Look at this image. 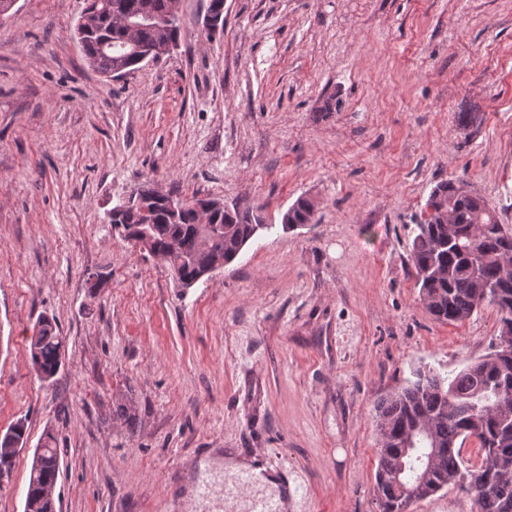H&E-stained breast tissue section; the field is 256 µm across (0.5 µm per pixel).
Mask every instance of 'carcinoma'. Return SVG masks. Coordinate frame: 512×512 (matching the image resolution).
<instances>
[{
  "label": "carcinoma",
  "instance_id": "cac0c4a2",
  "mask_svg": "<svg viewBox=\"0 0 512 512\" xmlns=\"http://www.w3.org/2000/svg\"><path fill=\"white\" fill-rule=\"evenodd\" d=\"M177 0H86L87 23L73 36L90 65L110 76L145 62L150 50L180 38ZM466 182L448 180L429 195L416 222L411 263L420 300L433 319L456 323L485 306L499 316V336L489 352L450 373L419 368L413 379L374 405L375 430L386 452L377 453L375 497L381 512H407L412 499H424L448 486L471 495L473 512H512V230L501 224ZM134 207L107 213L112 233L126 241L146 232L148 251L174 270L188 288L215 267L232 263L248 241L268 228L248 209L232 207L201 223L197 197L181 204L171 218L148 182L133 188ZM314 204L298 198L282 225L311 223ZM31 363L43 382L59 372L64 341L56 320L38 318L30 337ZM473 439L480 465L464 460ZM55 429L46 427L37 447L38 470L30 473L26 501L39 503L57 483L60 456ZM28 443L27 421L17 419L0 434V478L9 474L14 449Z\"/></svg>",
  "mask_w": 512,
  "mask_h": 512
}]
</instances>
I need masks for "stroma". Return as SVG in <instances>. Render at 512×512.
I'll use <instances>...</instances> for the list:
<instances>
[{
  "label": "stroma",
  "instance_id": "35a3bbf8",
  "mask_svg": "<svg viewBox=\"0 0 512 512\" xmlns=\"http://www.w3.org/2000/svg\"><path fill=\"white\" fill-rule=\"evenodd\" d=\"M207 3L180 0L178 49L119 79L72 35L85 0L0 16V431L26 418L30 443L0 512H23L49 425L60 512H224L193 489L230 455L297 473L293 512H380L374 402L499 334L491 307L434 320L410 250L450 179L512 227V0H224L213 40ZM144 181L267 228L178 287L104 222ZM301 197L311 224L283 229ZM42 315L65 346L49 383ZM31 363L43 382H50L59 372L64 355V341L53 317L38 318L29 339Z\"/></svg>",
  "mask_w": 512,
  "mask_h": 512
}]
</instances>
